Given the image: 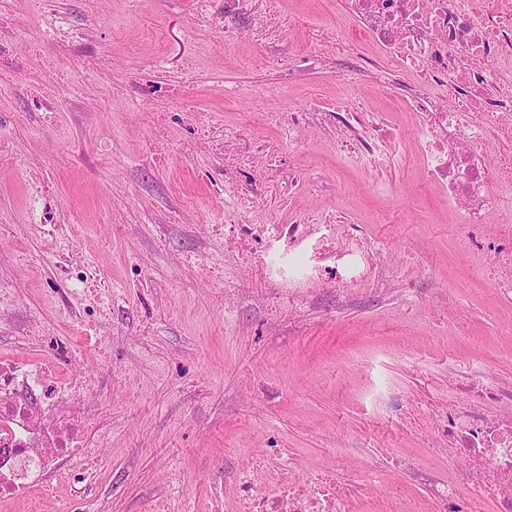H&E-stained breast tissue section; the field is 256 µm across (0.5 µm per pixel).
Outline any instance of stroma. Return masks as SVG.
Wrapping results in <instances>:
<instances>
[{"mask_svg":"<svg viewBox=\"0 0 512 512\" xmlns=\"http://www.w3.org/2000/svg\"><path fill=\"white\" fill-rule=\"evenodd\" d=\"M193 4L0 0V357L29 353V324L73 334L58 299L61 244L34 230L24 201L35 187L53 224L79 225L72 250L112 299L68 370L109 374L85 401L96 462L84 512H152L171 484L191 512H211L218 481L268 446L308 469L335 467L334 449H347L340 476L354 491L352 512H386L397 493L436 512L413 471L446 470L448 449L401 421L400 403L447 396L461 370L512 374V305L495 304L477 259L455 254L459 228L416 165L348 168L325 133L303 130L284 146L306 182L254 222L345 213L389 241L398 276L348 289L341 301L320 284L288 297L252 258L226 255L214 224L224 202L211 188L224 178V152L205 140L181 152L192 128L158 123V113L190 107L216 134L233 124L270 141L312 102L411 123L394 87L364 71L341 80L349 56L379 57L358 30L324 47V64L313 67L304 27L289 26L260 65L246 39L228 45L220 30L199 27ZM49 12L59 28L87 32L86 43L44 40ZM156 54L165 72L154 71ZM42 57L73 70L45 73ZM87 57L91 70L77 71ZM159 81L171 97L145 94ZM33 82L53 100V120L33 107ZM227 82L244 95L224 99ZM61 125L68 140L55 136Z\"/></svg>","mask_w":512,"mask_h":512,"instance_id":"1","label":"stroma"}]
</instances>
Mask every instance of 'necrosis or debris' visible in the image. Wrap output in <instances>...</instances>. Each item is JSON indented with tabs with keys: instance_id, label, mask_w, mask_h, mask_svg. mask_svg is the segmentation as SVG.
I'll use <instances>...</instances> for the list:
<instances>
[{
	"instance_id": "1",
	"label": "necrosis or debris",
	"mask_w": 512,
	"mask_h": 512,
	"mask_svg": "<svg viewBox=\"0 0 512 512\" xmlns=\"http://www.w3.org/2000/svg\"><path fill=\"white\" fill-rule=\"evenodd\" d=\"M342 14L379 49L401 75L403 105L411 118L413 151L385 113L343 105L311 107L282 125L279 143L299 128L329 130L336 154L350 168L369 171L415 161L453 207L462 226L461 255L481 256L496 295L512 300V225L495 236L491 214L512 208V0L479 9L475 0H338ZM253 18L252 42L264 46L294 19L283 0H196L197 25L209 27L217 10ZM266 145L224 127V240L259 263L278 288L323 283L337 292L389 274L378 243L354 229L353 218L303 216L290 224H257L251 215L268 194L296 196L303 175L266 167L244 180ZM62 273L83 304L79 328L106 314L109 303L92 288L87 266ZM43 360L0 358V502L26 499L27 512H44L29 492L50 488L59 474L74 485L88 472L77 460L86 425L82 404L90 379L62 374L74 349L57 336L33 333ZM406 413L448 445L447 475L429 483L435 499L454 512H512V376L466 373L451 397L411 401ZM336 471L301 473L298 458L277 448L262 450L250 466L235 470L237 496L217 501V512H350L352 490Z\"/></svg>"
}]
</instances>
